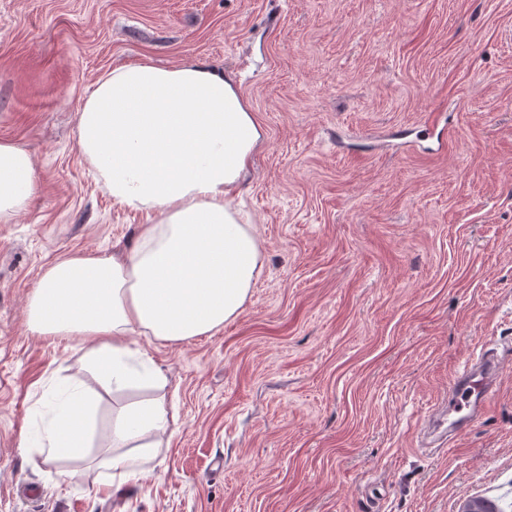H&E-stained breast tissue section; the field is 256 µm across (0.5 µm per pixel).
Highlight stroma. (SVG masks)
I'll return each instance as SVG.
<instances>
[{
  "mask_svg": "<svg viewBox=\"0 0 512 512\" xmlns=\"http://www.w3.org/2000/svg\"><path fill=\"white\" fill-rule=\"evenodd\" d=\"M143 61L235 83L263 266L214 335L135 337L167 383L116 393L26 308L54 262L135 240L77 123ZM0 141L39 186L0 220V512H512V364L466 433L423 434L466 360L512 348V0H0ZM61 381L93 397V439L50 461L20 441ZM162 395L179 429L113 494L112 416Z\"/></svg>",
  "mask_w": 512,
  "mask_h": 512,
  "instance_id": "1",
  "label": "stroma"
}]
</instances>
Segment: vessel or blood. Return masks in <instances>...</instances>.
<instances>
[{
  "label": "vessel or blood",
  "instance_id": "obj_1",
  "mask_svg": "<svg viewBox=\"0 0 512 512\" xmlns=\"http://www.w3.org/2000/svg\"><path fill=\"white\" fill-rule=\"evenodd\" d=\"M499 362V356L483 354L467 362L456 374L448 388L450 435L469 428L486 412L497 391Z\"/></svg>",
  "mask_w": 512,
  "mask_h": 512
}]
</instances>
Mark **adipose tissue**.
Wrapping results in <instances>:
<instances>
[{"mask_svg":"<svg viewBox=\"0 0 512 512\" xmlns=\"http://www.w3.org/2000/svg\"><path fill=\"white\" fill-rule=\"evenodd\" d=\"M79 144L113 201L144 217L133 247L50 265L27 309L32 331L86 336L90 358L115 389L137 375L127 360L135 335L178 343L212 334L243 308L262 252L250 217L231 204L261 139L232 81L186 62L144 61L100 77L78 118ZM38 192L29 153L0 142V218ZM50 425L23 434L48 458L87 448L93 399L72 383L55 388ZM178 422L159 397L127 405L112 419L118 454L105 458L113 493L136 479L138 459L156 455L158 434Z\"/></svg>","mask_w":512,"mask_h":512,"instance_id":"adipose-tissue-1","label":"adipose tissue"}]
</instances>
